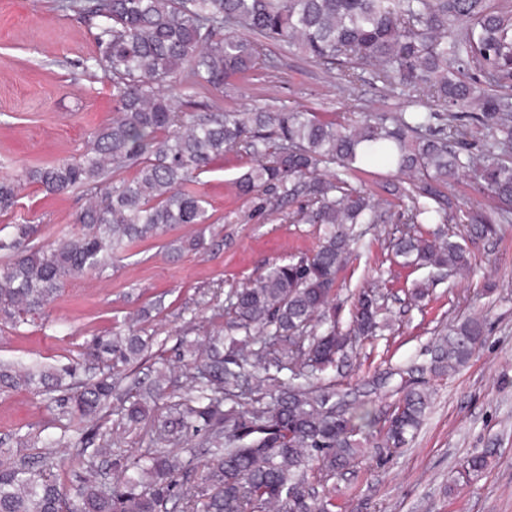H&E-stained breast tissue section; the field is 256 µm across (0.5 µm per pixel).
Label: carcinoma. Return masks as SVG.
I'll use <instances>...</instances> for the list:
<instances>
[{
	"label": "carcinoma",
	"instance_id": "carcinoma-1",
	"mask_svg": "<svg viewBox=\"0 0 512 512\" xmlns=\"http://www.w3.org/2000/svg\"><path fill=\"white\" fill-rule=\"evenodd\" d=\"M97 19L92 65L112 79L115 116L91 133L83 156L27 168L0 180V211L10 209L21 183L50 194L83 188L89 204L82 231L40 248L29 246L32 224L10 225L0 237L9 261L0 266V320L17 325L44 311L67 279L96 273L134 245L176 225L193 236L167 245L169 254L205 249L210 215L188 185L216 160L245 150L250 164L239 191L251 216L283 203L292 217L317 224V249L269 271L231 293L226 326L238 333L205 345L187 375L189 388L170 416L149 435L150 447L120 464L121 480L107 482L98 461L112 456L110 433L92 453L72 462L64 489L51 457L19 464L0 461V512H164L176 499L183 512H328L307 485V471L331 476L348 469L362 448L353 411L390 384L393 371L342 393L322 378L348 356L354 341L389 328L381 279L361 288L347 331L336 320L339 275L362 235L361 224L411 200L389 239L404 264L461 270L467 248L441 228L430 236L415 224L454 219L439 187L472 172L494 197L471 223L492 231L512 223V6L507 0H68ZM288 44L313 62L338 71L341 91L358 90L362 71L383 87L418 93L427 112H365L342 126L305 108L250 110L197 116L184 110V74L192 87L221 89L248 73L275 68L266 41ZM480 148L468 152L473 130ZM414 177L377 199L352 183L372 167ZM135 169L130 178L120 172ZM484 334L480 319L463 320L435 339L429 372L464 364ZM138 330L95 336L76 360L61 367L18 368L0 363V391L67 389V413L79 423L99 421L112 407L125 368L147 357ZM100 376L75 388L86 363ZM403 395L379 429L380 447L399 448L419 428L429 392L401 382ZM166 395V373L119 408L129 423L143 420L148 401ZM203 433L209 459L190 469L184 436ZM482 454L462 471L480 473Z\"/></svg>",
	"mask_w": 512,
	"mask_h": 512
}]
</instances>
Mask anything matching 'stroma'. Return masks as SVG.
Returning <instances> with one entry per match:
<instances>
[{"label": "stroma", "instance_id": "stroma-1", "mask_svg": "<svg viewBox=\"0 0 512 512\" xmlns=\"http://www.w3.org/2000/svg\"><path fill=\"white\" fill-rule=\"evenodd\" d=\"M63 2L0 0V177L79 158L89 134L115 110L111 79L90 61L95 22ZM270 51L278 67L269 76L249 74L231 87L191 94L184 100L188 110L202 115L303 105L343 122L368 109L426 108L424 97L369 81L354 95L342 94L336 72L281 43ZM248 161L245 153H229L197 177L194 188L207 200L212 221L205 250L174 257L149 241L99 274L68 279L46 314L16 328L0 324V361L63 365L91 336L132 325L153 337L152 354L120 383L113 405L126 399L135 381L153 380L159 367L169 377V394L183 395L182 340L201 348L209 336L224 333V301L232 291L273 264L311 254L319 243L318 225L288 221L285 206L243 221L250 204L235 181ZM445 195L455 215L448 229L465 238L470 270L448 274L428 297L413 302L407 291L425 281L426 271L390 261L386 246L396 217L371 225L340 277V325H349L354 294L385 270L394 293L392 329L358 345L328 376L345 390L378 369L428 363L434 335L468 317L483 321L484 335L464 366L430 379V406L409 445L390 455L367 440L353 469L327 481L311 478L316 497L330 498L331 512H512V224L486 235L470 223L471 214L493 203L473 176L451 183ZM87 201L80 189L48 195L25 183L14 208L0 213V225H38L33 243L44 245L75 229ZM166 414L161 404L137 425L116 414L79 425L50 396L24 389L0 393V460L47 452L66 459L80 438L96 430L111 433L113 454L136 455ZM481 453L487 468L460 478L463 458Z\"/></svg>", "mask_w": 512, "mask_h": 512}]
</instances>
